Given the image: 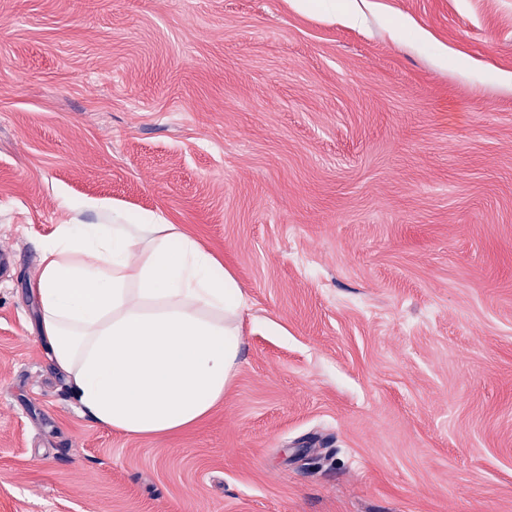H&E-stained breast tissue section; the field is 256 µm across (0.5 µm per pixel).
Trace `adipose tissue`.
<instances>
[{"mask_svg":"<svg viewBox=\"0 0 512 512\" xmlns=\"http://www.w3.org/2000/svg\"><path fill=\"white\" fill-rule=\"evenodd\" d=\"M31 293L38 339L75 404L129 437H170L223 403L240 367L244 294L223 259L177 225L113 211L58 225Z\"/></svg>","mask_w":512,"mask_h":512,"instance_id":"obj_1","label":"adipose tissue"}]
</instances>
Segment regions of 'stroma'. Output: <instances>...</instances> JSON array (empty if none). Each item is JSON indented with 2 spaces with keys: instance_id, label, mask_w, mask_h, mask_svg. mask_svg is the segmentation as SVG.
<instances>
[{
  "instance_id": "35a3bbf8",
  "label": "stroma",
  "mask_w": 512,
  "mask_h": 512,
  "mask_svg": "<svg viewBox=\"0 0 512 512\" xmlns=\"http://www.w3.org/2000/svg\"><path fill=\"white\" fill-rule=\"evenodd\" d=\"M116 207L246 298L177 436L36 336L44 245ZM1 247L0 512H512V0H0Z\"/></svg>"
}]
</instances>
